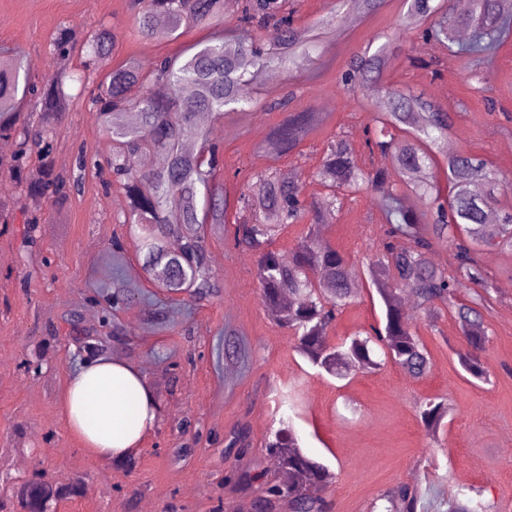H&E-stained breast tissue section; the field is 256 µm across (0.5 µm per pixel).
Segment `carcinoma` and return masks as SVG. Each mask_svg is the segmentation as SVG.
<instances>
[{
	"label": "carcinoma",
	"instance_id": "carcinoma-1",
	"mask_svg": "<svg viewBox=\"0 0 512 512\" xmlns=\"http://www.w3.org/2000/svg\"><path fill=\"white\" fill-rule=\"evenodd\" d=\"M466 11L455 0H404L401 16L406 28H421L422 36L438 48H457L458 55L473 62L491 58L512 26V12L504 0H467ZM383 0H335L333 8L312 27H298L288 12V0H132L134 32L143 39L161 34L158 20L167 22L168 33L181 28L203 27L211 37L184 52L165 57L145 69L127 62L95 79L81 80L87 111L112 139L106 160L115 182L122 188L126 205L116 223L129 227L143 269L149 280L167 296H185L197 303L220 296L218 275L209 260L208 226H224V240L252 252L257 259V280L262 300L275 321L295 338V351L320 372L341 375L342 369L372 372L391 362L417 381L431 367L429 353L398 303L399 292L414 295L415 308L425 317L437 318L451 310L465 338L467 349L458 353L462 369L482 377L476 351L486 342L487 326L481 308L489 289L482 262L486 248L512 249V206L501 207V197L512 191V179L490 169L486 162L466 152L446 157L448 194L442 195L434 170L435 155L448 145L453 116L436 102L409 88L383 81L396 57L393 38L378 46L368 42L344 72L349 91L377 95L370 124L363 129L369 158L392 162V170L366 166L347 135L336 134L323 150L316 173L325 196L309 204L307 231L283 256L271 244L284 224L301 217L302 186L270 174H258L240 190L236 205L247 210L255 205L262 217L227 223V197L217 178L220 149L213 130L199 124L201 114L216 119L256 107L252 86L262 73L282 64L301 70L320 41L339 34V16L347 5L370 15ZM238 11L235 36H224L229 24L226 12ZM470 27L475 39L456 44V29ZM268 31L271 44L262 43ZM118 32L104 25L85 31L87 59L84 67L95 74L106 60ZM75 77L66 70L41 82L14 51H0V139H8L13 153L0 156L23 192L22 200L38 205L51 200L63 208L71 193L79 190L82 173L101 164L78 154L74 178L54 171L51 162L55 126L70 111L69 83ZM320 116L307 109L290 112L271 132L269 144L291 152L302 143ZM194 142L196 150L185 144ZM40 148L43 172L38 179L26 170L33 148ZM160 154L165 164L143 169L139 158ZM396 177L387 184L389 175ZM359 193L371 196L381 215V234L367 268L366 281L375 288L384 306L383 322L365 335L340 344L329 342V331L340 313L361 292L358 271L331 244L322 240L323 225L333 220L336 209ZM412 194L419 205L408 208L403 197ZM451 247L453 263L437 261L442 248ZM469 292L470 299L459 295ZM102 323L112 327V338L122 331L114 311L132 302L135 294L119 286L99 294ZM448 403L429 399L419 405L426 432L436 437ZM251 428L240 422L224 436V453L244 455ZM270 469L257 464L236 471L230 482L242 491L261 488L256 512H327L323 498L312 497L308 488L326 489L337 474L304 449L301 435L290 421H283L268 437ZM288 474V481L267 480L269 470ZM79 492L78 483L56 485L44 469H35L16 488L0 491V512H48L51 502ZM371 512H419L418 487L400 484L384 492Z\"/></svg>",
	"mask_w": 512,
	"mask_h": 512
}]
</instances>
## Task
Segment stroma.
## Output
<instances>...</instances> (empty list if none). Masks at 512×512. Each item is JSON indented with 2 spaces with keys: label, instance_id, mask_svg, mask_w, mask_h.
Listing matches in <instances>:
<instances>
[{
  "label": "stroma",
  "instance_id": "obj_1",
  "mask_svg": "<svg viewBox=\"0 0 512 512\" xmlns=\"http://www.w3.org/2000/svg\"><path fill=\"white\" fill-rule=\"evenodd\" d=\"M403 11V0H384L371 15L348 11L343 38L317 48L311 71L277 69L275 82L254 86V109L213 122L229 195L259 173L301 175L304 199L324 195L316 171L326 141L344 130L360 144L370 116V96L346 92L339 78L351 57L390 32ZM91 23L121 33L108 60L112 66L133 59L148 67L209 36L194 28L175 40L138 38L130 0H0V45L21 49L32 74L44 80L56 70L53 40L64 31L81 39ZM385 79L454 112L448 135L453 151L478 155L512 176V37L474 81L459 55L440 53L414 30L403 35L402 52ZM478 82L484 86L479 94L473 90ZM290 89L295 92L290 111L310 109L328 121L284 153L265 143L283 115L263 105ZM111 150L94 114L74 103L55 131L56 171L75 172L78 152L103 158ZM105 179L87 171L62 213L44 204L37 245L26 252L20 241L29 213L15 206L17 185L0 173V201L9 206V221L0 224V487L44 467L56 482L78 480L84 487L81 496L54 504L53 512H142L147 505L153 512H237L253 496L231 492L225 476L244 460L264 459L268 434L288 417L305 449L337 474L336 483L320 492L330 512H369L380 494L398 484L420 488L425 512H438V505L453 497L469 498L477 512H512V252L501 249L484 256L492 283L485 314L489 335L480 353L484 380L460 367L457 352L465 342L446 309L433 324L422 314L413 317L432 360L429 375L414 381L391 363L343 379L318 373L266 311L255 257L225 244L222 232L207 236L222 294L203 306L160 293L137 250L127 247L121 278L140 297L117 312L125 341L113 344L110 355L140 371L161 413L136 453V468L124 471L86 456L64 424L60 395L80 361L73 332L85 335L99 327L100 307L92 297L112 262V238L120 230L114 217L125 207L123 194L106 188ZM380 227L369 196L361 195L345 201L323 236L362 272ZM151 306L163 307V324L150 321ZM381 316L379 300L362 289L329 338L341 342ZM228 328L249 350L247 361L225 359ZM442 398L449 413L432 439L418 407ZM241 419L252 428V444L242 459L224 453V434ZM183 445L194 450L185 462L173 456Z\"/></svg>",
  "mask_w": 512,
  "mask_h": 512
}]
</instances>
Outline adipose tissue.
Segmentation results:
<instances>
[{
  "label": "adipose tissue",
  "mask_w": 512,
  "mask_h": 512,
  "mask_svg": "<svg viewBox=\"0 0 512 512\" xmlns=\"http://www.w3.org/2000/svg\"><path fill=\"white\" fill-rule=\"evenodd\" d=\"M61 412L82 451L109 463L140 447L159 419L160 405L138 370L102 357L70 373Z\"/></svg>",
  "instance_id": "1"
}]
</instances>
